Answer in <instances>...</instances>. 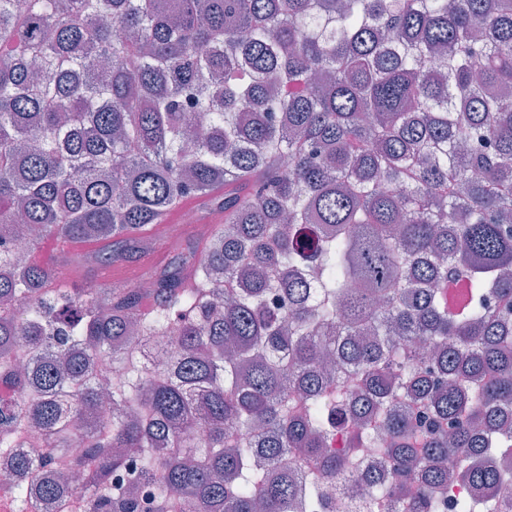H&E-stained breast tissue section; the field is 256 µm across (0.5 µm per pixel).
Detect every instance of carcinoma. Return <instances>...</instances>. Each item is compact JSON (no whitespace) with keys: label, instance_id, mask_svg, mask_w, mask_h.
<instances>
[{"label":"carcinoma","instance_id":"cac0c4a2","mask_svg":"<svg viewBox=\"0 0 512 512\" xmlns=\"http://www.w3.org/2000/svg\"><path fill=\"white\" fill-rule=\"evenodd\" d=\"M510 85L512 0H0V383L31 391L0 396V449L46 501L65 461L93 512H324L364 436L325 439L380 414L357 512L511 490L480 464L512 460ZM188 197L224 223L147 293L30 259L54 236L119 262Z\"/></svg>","mask_w":512,"mask_h":512}]
</instances>
